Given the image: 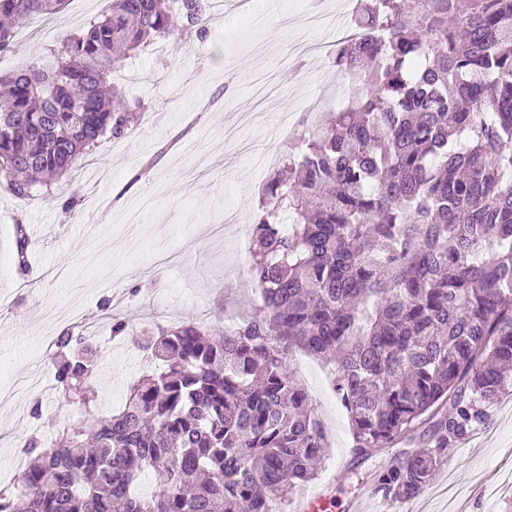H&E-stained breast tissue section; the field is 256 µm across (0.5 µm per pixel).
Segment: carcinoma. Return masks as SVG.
<instances>
[{
    "label": "carcinoma",
    "mask_w": 512,
    "mask_h": 512,
    "mask_svg": "<svg viewBox=\"0 0 512 512\" xmlns=\"http://www.w3.org/2000/svg\"><path fill=\"white\" fill-rule=\"evenodd\" d=\"M407 2L359 0L358 36L331 58L349 93L265 184L248 266L262 305L219 336L158 328L143 343L158 369L109 417L91 348L63 332L55 389L83 419L48 448L26 440L0 512H278L329 442L296 349L335 365L356 455L433 420L431 447L378 474L395 500L484 423L512 384V0ZM65 4L0 0V54ZM210 15V0H112L49 63L0 74V185L30 197L133 132L118 71ZM15 237L22 267L24 225ZM145 471L154 491L137 494Z\"/></svg>",
    "instance_id": "obj_1"
}]
</instances>
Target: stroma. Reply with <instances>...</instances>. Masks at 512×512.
Returning <instances> with one entry per match:
<instances>
[{"label": "stroma", "instance_id": "obj_1", "mask_svg": "<svg viewBox=\"0 0 512 512\" xmlns=\"http://www.w3.org/2000/svg\"><path fill=\"white\" fill-rule=\"evenodd\" d=\"M320 0H252L214 16L205 36L175 45L165 58L145 53L129 62L120 80L130 102L148 106L156 123L128 137L102 143L92 164H80L54 197L17 199L0 187V248L14 250L15 224L29 236L28 273L15 261L0 263V424L22 415L8 442L0 443V487L13 482L27 457L32 432L54 437L78 422L80 409L59 399L44 335L63 329L62 315L79 309L101 332L91 345L99 354L102 414L119 409L128 387L149 370L139 344L144 332L196 321L215 333L260 305L247 275L250 242L224 236L225 206L249 230L269 172L264 154L288 156L296 143L278 128L281 113L335 109L344 81L328 66L301 56L299 44L315 39L305 24ZM46 45L38 24L18 35L0 57V72L30 63ZM233 114L239 138L226 135ZM73 210H65L70 197ZM127 324L112 333L114 320ZM291 366L308 390L330 443L307 488L331 499L330 512H351L358 493L370 512H512V388L487 422L464 442L451 443L419 494L386 497L374 482L396 455L428 447L431 422L419 424L394 447L355 454L348 414L333 389V367L303 351ZM43 415H30L34 400Z\"/></svg>", "mask_w": 512, "mask_h": 512}]
</instances>
